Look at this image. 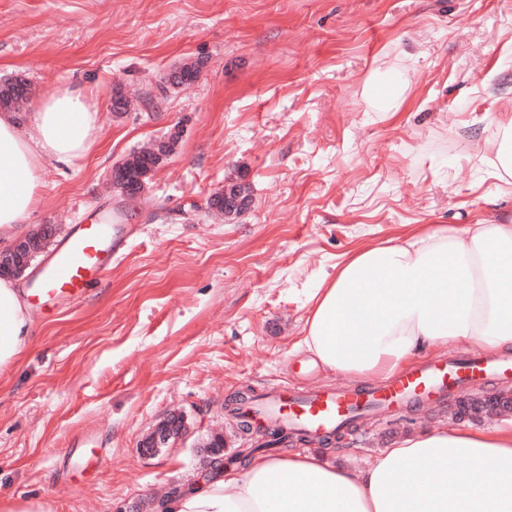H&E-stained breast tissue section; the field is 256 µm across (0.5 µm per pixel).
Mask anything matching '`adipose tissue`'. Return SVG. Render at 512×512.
Wrapping results in <instances>:
<instances>
[{
  "mask_svg": "<svg viewBox=\"0 0 512 512\" xmlns=\"http://www.w3.org/2000/svg\"><path fill=\"white\" fill-rule=\"evenodd\" d=\"M91 94L60 84L27 123L0 111V245L26 237L47 161L98 142ZM18 282L0 278V387L34 342ZM301 346L327 373L389 377L437 348L512 350V221L426 227L355 252L309 299ZM165 512H512V423L406 435L364 463L320 450L255 455L164 503Z\"/></svg>",
  "mask_w": 512,
  "mask_h": 512,
  "instance_id": "adipose-tissue-1",
  "label": "adipose tissue"
}]
</instances>
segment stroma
<instances>
[{
  "instance_id": "stroma-1",
  "label": "stroma",
  "mask_w": 512,
  "mask_h": 512,
  "mask_svg": "<svg viewBox=\"0 0 512 512\" xmlns=\"http://www.w3.org/2000/svg\"><path fill=\"white\" fill-rule=\"evenodd\" d=\"M198 79L179 81L184 67ZM91 92L98 144L47 163L23 272L81 220L120 213L126 256L82 299L37 311V341L0 394V500L54 512H158L201 471L213 434L252 440L237 393L334 380L300 343L315 288L371 242L496 221L512 184L491 115L512 119V0H0V86ZM169 152L142 194L112 182L134 152ZM241 186L245 207L209 208ZM512 380L365 415L336 448L354 461L448 423L490 429ZM183 416L165 447L146 442Z\"/></svg>"
}]
</instances>
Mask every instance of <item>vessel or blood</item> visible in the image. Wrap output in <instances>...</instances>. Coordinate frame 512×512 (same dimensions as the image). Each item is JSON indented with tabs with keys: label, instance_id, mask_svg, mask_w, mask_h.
<instances>
[{
	"label": "vessel or blood",
	"instance_id": "b4317fda",
	"mask_svg": "<svg viewBox=\"0 0 512 512\" xmlns=\"http://www.w3.org/2000/svg\"><path fill=\"white\" fill-rule=\"evenodd\" d=\"M126 250L127 236L121 224L92 221L76 225L42 269L35 297L45 304L79 300ZM511 371L512 366L500 359L421 365L367 390L340 387L315 393L279 392L270 397L265 410L253 413L252 419L261 423L272 414L277 420L303 426L313 433L330 432L353 415L413 405L444 396L449 389L466 385L475 377Z\"/></svg>",
	"mask_w": 512,
	"mask_h": 512
}]
</instances>
